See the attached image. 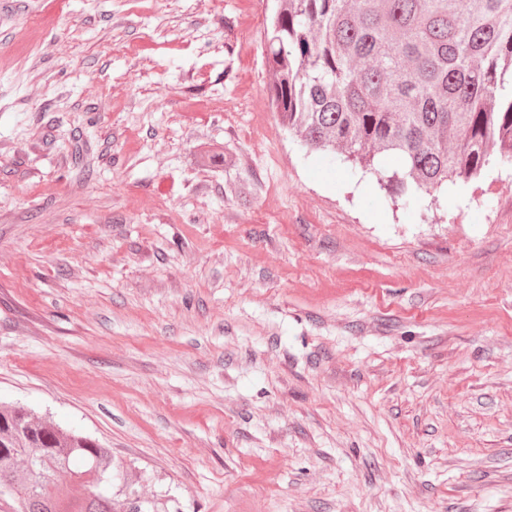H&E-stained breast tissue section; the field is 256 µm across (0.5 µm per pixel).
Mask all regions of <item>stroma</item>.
<instances>
[{
  "label": "stroma",
  "instance_id": "1",
  "mask_svg": "<svg viewBox=\"0 0 512 512\" xmlns=\"http://www.w3.org/2000/svg\"><path fill=\"white\" fill-rule=\"evenodd\" d=\"M275 8L0 0V406L180 512H512V165L306 155Z\"/></svg>",
  "mask_w": 512,
  "mask_h": 512
}]
</instances>
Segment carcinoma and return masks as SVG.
Masks as SVG:
<instances>
[{"mask_svg": "<svg viewBox=\"0 0 512 512\" xmlns=\"http://www.w3.org/2000/svg\"><path fill=\"white\" fill-rule=\"evenodd\" d=\"M267 92L308 152L363 165L407 206L512 164V0H277ZM392 155L398 165L382 167ZM66 477L88 493L71 497ZM143 472L28 407H0L8 512H169Z\"/></svg>", "mask_w": 512, "mask_h": 512, "instance_id": "carcinoma-1", "label": "carcinoma"}]
</instances>
